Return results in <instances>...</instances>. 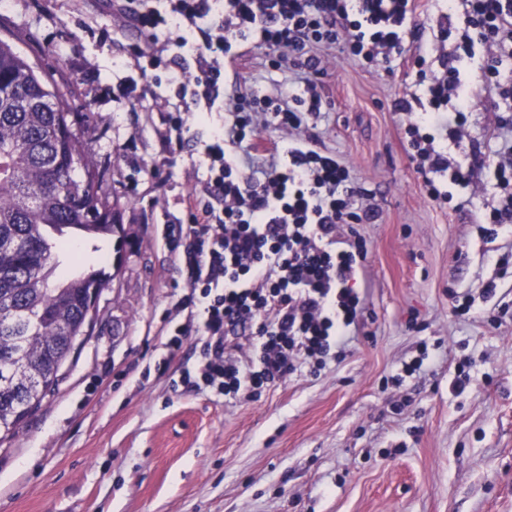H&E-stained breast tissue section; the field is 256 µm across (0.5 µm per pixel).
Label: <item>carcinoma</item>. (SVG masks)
I'll return each instance as SVG.
<instances>
[{
  "instance_id": "carcinoma-1",
  "label": "carcinoma",
  "mask_w": 512,
  "mask_h": 512,
  "mask_svg": "<svg viewBox=\"0 0 512 512\" xmlns=\"http://www.w3.org/2000/svg\"><path fill=\"white\" fill-rule=\"evenodd\" d=\"M69 94L53 86L0 40V436L12 437L59 380V368L83 333L91 289L108 287L121 272L79 262L61 269L72 240L115 239L122 258L120 203L98 195L99 174L74 126ZM84 158L86 178L74 172Z\"/></svg>"
}]
</instances>
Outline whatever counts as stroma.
Instances as JSON below:
<instances>
[{
  "label": "stroma",
  "mask_w": 512,
  "mask_h": 512,
  "mask_svg": "<svg viewBox=\"0 0 512 512\" xmlns=\"http://www.w3.org/2000/svg\"><path fill=\"white\" fill-rule=\"evenodd\" d=\"M109 16L71 12L67 0H7L0 38L66 85L105 196L123 208L122 274L97 301V320L54 391L0 442V512H512V274L497 259L512 235L483 240L473 221L492 181L464 209L429 201L404 149L410 116L392 109L413 80L406 67L365 68L337 55L322 78L311 135L365 189L375 219L357 225L368 247L358 288L367 311L340 358L251 399L171 382L197 361L199 317L177 309L184 277L165 244L183 218L179 198L192 156L222 122L196 115L174 173L151 163L169 135L155 96L123 41L105 40ZM125 66L113 75L112 62ZM276 52L239 47L228 79L242 91H287L298 72ZM497 281L496 294L482 292ZM469 295L463 316L450 293ZM184 327L179 350L168 348ZM429 357L402 384L391 378ZM470 375L463 390L453 382Z\"/></svg>",
  "instance_id": "obj_1"
}]
</instances>
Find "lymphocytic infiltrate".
Masks as SVG:
<instances>
[{"label":"lymphocytic infiltrate","mask_w":512,"mask_h":512,"mask_svg":"<svg viewBox=\"0 0 512 512\" xmlns=\"http://www.w3.org/2000/svg\"><path fill=\"white\" fill-rule=\"evenodd\" d=\"M464 5L453 25L420 14V0H110L111 16L156 42L129 53L147 59L153 83L175 87L179 101L167 120L178 140L191 134L195 105L229 100L194 164L200 175L181 197L187 221L166 229L190 290L180 305L201 313L198 363L181 384L250 398L322 367L359 329L366 303L355 282L367 248L348 222L364 211L365 195L306 132L323 105L319 80L335 64L315 47H340L367 68L407 64L422 93L394 108L415 114L404 139L421 160L426 197L456 211L466 191H477L472 166L435 141L468 138L469 114L483 95L512 101V80L501 75L512 59V0ZM430 23L437 26L431 43L423 38ZM248 41L307 71L303 86L286 100L227 91L224 64ZM447 43L452 51H444ZM431 56L438 68H427ZM270 126L287 142L262 147L260 131ZM480 164L501 199L475 229L497 235L512 223V140L481 154Z\"/></svg>","instance_id":"1"}]
</instances>
